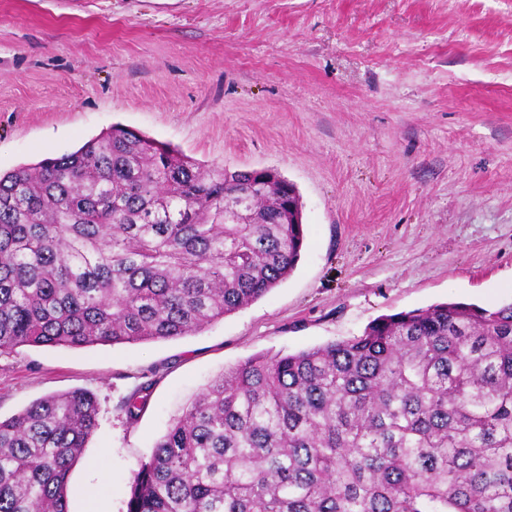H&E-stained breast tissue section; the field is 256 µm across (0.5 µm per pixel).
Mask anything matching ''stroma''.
Here are the masks:
<instances>
[{"label":"stroma","mask_w":512,"mask_h":512,"mask_svg":"<svg viewBox=\"0 0 512 512\" xmlns=\"http://www.w3.org/2000/svg\"><path fill=\"white\" fill-rule=\"evenodd\" d=\"M116 124L278 172L306 241L285 282L197 334L0 355L1 420L74 388L99 401L69 512H127L170 420L242 360L512 302V0H0V174ZM153 382L147 381L140 385L130 396L123 402V408L129 419L139 416L145 406L148 404Z\"/></svg>","instance_id":"35a3bbf8"}]
</instances>
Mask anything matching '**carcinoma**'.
Instances as JSON below:
<instances>
[{"label": "carcinoma", "instance_id": "carcinoma-1", "mask_svg": "<svg viewBox=\"0 0 512 512\" xmlns=\"http://www.w3.org/2000/svg\"><path fill=\"white\" fill-rule=\"evenodd\" d=\"M259 181L273 202L225 218ZM305 238L287 179L115 126L0 176V355L196 334L287 280ZM99 413L74 389L0 420V512H69ZM128 512H512V303L238 363L155 442Z\"/></svg>", "mask_w": 512, "mask_h": 512}]
</instances>
